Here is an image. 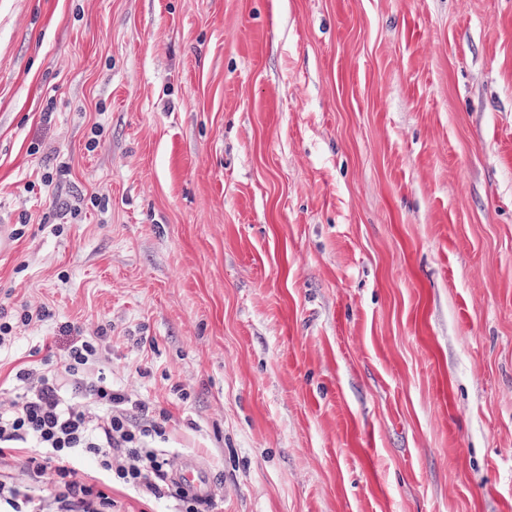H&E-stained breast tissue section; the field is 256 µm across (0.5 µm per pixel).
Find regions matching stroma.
Masks as SVG:
<instances>
[{
	"label": "stroma",
	"instance_id": "1",
	"mask_svg": "<svg viewBox=\"0 0 512 512\" xmlns=\"http://www.w3.org/2000/svg\"><path fill=\"white\" fill-rule=\"evenodd\" d=\"M0 226L211 512H512V0H0ZM175 479L192 488L197 495H186L185 493L179 494V501L177 510L175 512H208L210 500L213 496L214 485L210 480L209 475L195 463L185 460L174 473ZM204 498V499H202Z\"/></svg>",
	"mask_w": 512,
	"mask_h": 512
}]
</instances>
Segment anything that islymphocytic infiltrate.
I'll list each match as a JSON object with an SVG mask.
<instances>
[{
  "instance_id": "obj_1",
  "label": "lymphocytic infiltrate",
  "mask_w": 512,
  "mask_h": 512,
  "mask_svg": "<svg viewBox=\"0 0 512 512\" xmlns=\"http://www.w3.org/2000/svg\"><path fill=\"white\" fill-rule=\"evenodd\" d=\"M105 336L73 337L61 366L25 364L0 397V455L26 451L20 477L0 475V512H112L121 485L164 497L169 454L157 447L166 413L115 387ZM91 467V479L80 478Z\"/></svg>"
}]
</instances>
